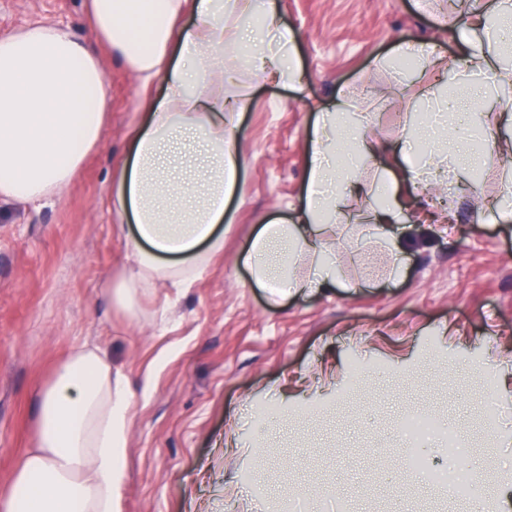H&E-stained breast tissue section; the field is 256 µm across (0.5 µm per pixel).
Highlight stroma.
Instances as JSON below:
<instances>
[{
  "label": "stroma",
  "instance_id": "obj_1",
  "mask_svg": "<svg viewBox=\"0 0 512 512\" xmlns=\"http://www.w3.org/2000/svg\"><path fill=\"white\" fill-rule=\"evenodd\" d=\"M295 35L303 91L250 77L235 55L244 104L236 136L244 155L225 211L224 254L189 288L161 284L137 317L100 296L126 270L112 208V177L144 122V92L117 59L104 60V141L68 190L40 206L0 202V481L34 447L37 394L77 344L99 346L134 392L120 512H288L326 497L345 512H512V417L485 430L489 396L512 403V206L503 172L481 160L454 199L456 220L425 224L431 192H412L406 222L390 225L404 252L392 259L359 221L386 192L372 162L359 167L373 190L348 202L336 229L347 287L273 303L238 262L261 224L291 220L304 201L307 144L317 112L347 91L373 112L385 146L414 140L426 91L394 56L416 39L456 64L460 37L490 0H274ZM35 21L91 41L83 0H0V37ZM452 123L472 153L482 128L512 151V122L497 111L477 127L484 90L440 82ZM399 262V277L386 273ZM370 375L352 383L350 368ZM427 412L455 427L481 487L461 499L400 466L406 414ZM236 447L223 451L222 441Z\"/></svg>",
  "mask_w": 512,
  "mask_h": 512
}]
</instances>
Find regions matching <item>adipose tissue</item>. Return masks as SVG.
Masks as SVG:
<instances>
[{
  "instance_id": "obj_1",
  "label": "adipose tissue",
  "mask_w": 512,
  "mask_h": 512,
  "mask_svg": "<svg viewBox=\"0 0 512 512\" xmlns=\"http://www.w3.org/2000/svg\"><path fill=\"white\" fill-rule=\"evenodd\" d=\"M279 35L276 49L257 45L254 15ZM95 41L117 56L142 88L164 81L166 94L150 106L133 135V151L112 188V205L132 218L125 237L132 266L102 295L130 309L157 282L187 287L200 280L224 249V203L235 190L242 157L234 137L237 99L224 95V50L251 46V74L301 89L292 63L295 36L268 0H84ZM185 15L191 27H177ZM465 74L491 76L512 93V66L503 65L495 31L476 23L462 43ZM108 92L101 57L62 27L31 24L0 37V200L38 203L72 183L86 156L103 140ZM371 113L346 92L318 113L308 140L305 202L295 221L262 225L239 263L273 299L345 287L330 247L346 217V198L366 194L358 176L333 162L339 140L355 159L376 161L388 204L365 221L382 245H402L387 232L403 218L400 196L433 185L436 175H461L456 153L432 150L411 159L367 135ZM412 180L400 179L396 165ZM312 271L291 273L301 258ZM36 445L0 484V512H118L115 491L125 479L132 392L101 349L73 346L38 393Z\"/></svg>"
}]
</instances>
